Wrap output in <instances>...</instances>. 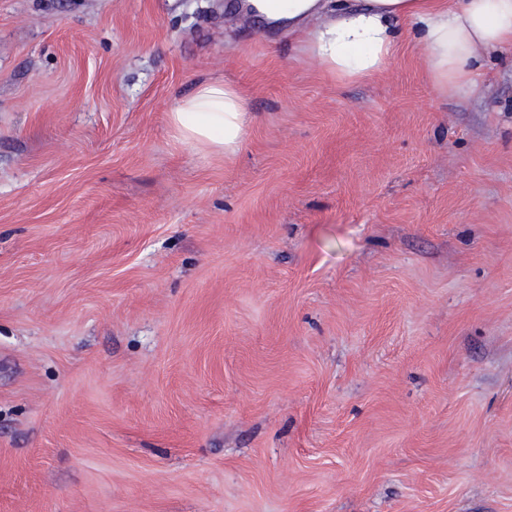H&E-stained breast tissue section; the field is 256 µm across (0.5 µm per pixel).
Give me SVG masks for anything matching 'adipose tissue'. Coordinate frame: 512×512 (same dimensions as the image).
<instances>
[{"label": "adipose tissue", "instance_id": "adipose-tissue-1", "mask_svg": "<svg viewBox=\"0 0 512 512\" xmlns=\"http://www.w3.org/2000/svg\"><path fill=\"white\" fill-rule=\"evenodd\" d=\"M256 16L287 21L334 81H363L396 54L408 23L438 96L471 91L487 57L512 49V0H249ZM249 104L227 81L198 83L169 112L183 142L227 157L242 143Z\"/></svg>", "mask_w": 512, "mask_h": 512}]
</instances>
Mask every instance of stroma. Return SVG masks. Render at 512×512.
I'll list each match as a JSON object with an SVG mask.
<instances>
[{
  "mask_svg": "<svg viewBox=\"0 0 512 512\" xmlns=\"http://www.w3.org/2000/svg\"><path fill=\"white\" fill-rule=\"evenodd\" d=\"M211 79L230 158L169 125ZM0 512H512V50L447 98L232 0H0ZM249 104L227 81L198 83L169 112V123L183 142L231 157L242 143Z\"/></svg>",
  "mask_w": 512,
  "mask_h": 512,
  "instance_id": "stroma-1",
  "label": "stroma"
}]
</instances>
